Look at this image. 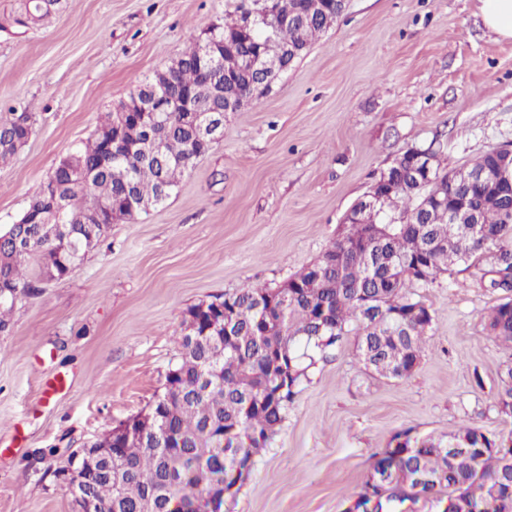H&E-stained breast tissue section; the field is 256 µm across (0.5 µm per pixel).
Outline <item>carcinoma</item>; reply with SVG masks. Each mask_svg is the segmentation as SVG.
I'll return each instance as SVG.
<instances>
[{"instance_id":"1","label":"carcinoma","mask_w":512,"mask_h":512,"mask_svg":"<svg viewBox=\"0 0 512 512\" xmlns=\"http://www.w3.org/2000/svg\"><path fill=\"white\" fill-rule=\"evenodd\" d=\"M61 0H20L11 24L28 28L44 23ZM251 0H239L236 16L212 25L205 39L224 51V67L211 78L197 59L202 38L152 79L140 85L160 93L197 90L204 109H222L227 98L247 94L260 72L241 62L264 50L274 56L285 47L302 51L341 15V0H275L285 24L268 28L261 16L250 27L241 15ZM29 112L0 114V161L14 156L32 134ZM121 119L110 112L93 138L59 163L30 201L43 209L0 230V332L18 296L31 284L28 259L59 277L74 272L110 225L129 221L165 201L189 166L211 147L196 144L183 112H166L162 121L122 128L124 151L108 155L105 135ZM429 176L418 182L408 157L394 169L404 189L393 195L384 214L386 233L376 238L365 224H350L323 256L288 280L277 292L266 285L224 294L234 323L218 337L210 316L189 313L202 334L195 344L177 340L175 361L164 393L139 419L120 446L108 433L92 443L112 449L105 475L88 484V474L70 468L68 484L90 490L95 509L104 512H170L180 500L188 512H221L224 500L212 496L217 484L230 488L241 478L254 451L264 446L284 420L310 368L339 350L349 327L359 331L358 356L366 371L390 379L411 374L433 331V315L406 285L426 287L445 273L477 271L480 283L504 294L490 314L494 341L512 349V185L453 183L441 168V146ZM440 189L444 204L418 209V196ZM64 205L59 216L48 198ZM474 210L467 228L448 223V212ZM495 230L493 239L481 227ZM497 407L512 416V366L500 375ZM378 453L372 474L357 494L356 509L405 512V503L433 512H512V437L492 439L466 425L448 445L427 439L411 443L407 433Z\"/></svg>"}]
</instances>
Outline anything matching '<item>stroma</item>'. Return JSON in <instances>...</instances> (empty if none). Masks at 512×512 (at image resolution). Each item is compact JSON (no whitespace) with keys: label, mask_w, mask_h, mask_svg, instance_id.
<instances>
[{"label":"stroma","mask_w":512,"mask_h":512,"mask_svg":"<svg viewBox=\"0 0 512 512\" xmlns=\"http://www.w3.org/2000/svg\"><path fill=\"white\" fill-rule=\"evenodd\" d=\"M236 0H65L44 24L8 25L0 0V113L34 132L0 165V228L14 223L100 117L222 24ZM440 142L450 170L512 144V40L484 26L480 0H345L170 198L111 225L74 273L26 268L0 333V512H75L53 472L70 453L163 395L190 308L276 286L322 257L351 207L393 159ZM435 324L418 367L387 379L348 335L318 364L222 512H345L396 433L447 441L462 426L512 434L499 373L512 351L488 312L501 296L467 271L420 289ZM65 387L49 393L53 377Z\"/></svg>","instance_id":"stroma-1"}]
</instances>
